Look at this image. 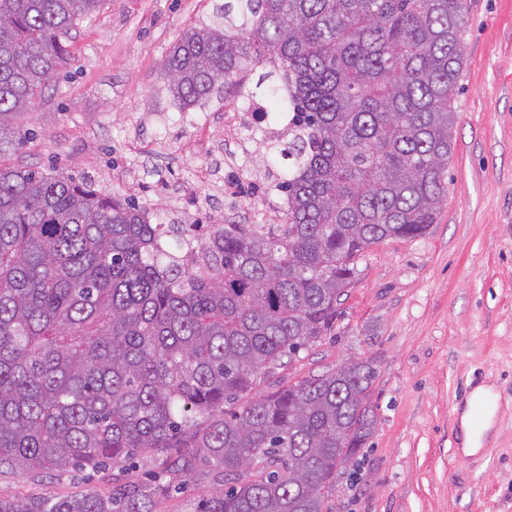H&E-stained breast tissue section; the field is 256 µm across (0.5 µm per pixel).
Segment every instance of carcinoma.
<instances>
[{"label":"carcinoma","mask_w":512,"mask_h":512,"mask_svg":"<svg viewBox=\"0 0 512 512\" xmlns=\"http://www.w3.org/2000/svg\"><path fill=\"white\" fill-rule=\"evenodd\" d=\"M106 0H0V155ZM464 0H225L164 61L188 110L268 59L288 113L279 224H152L69 175L0 166V473H118L107 494L0 499V512H156L206 463L197 512H325L366 447L362 359L273 394L278 362L336 327L356 261L435 223L454 149Z\"/></svg>","instance_id":"carcinoma-1"}]
</instances>
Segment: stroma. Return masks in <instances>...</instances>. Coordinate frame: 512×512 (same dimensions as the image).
Here are the masks:
<instances>
[{
    "mask_svg": "<svg viewBox=\"0 0 512 512\" xmlns=\"http://www.w3.org/2000/svg\"><path fill=\"white\" fill-rule=\"evenodd\" d=\"M224 0H110L66 42L68 64L36 99L33 132L8 166L53 168L138 202L155 224H277L284 196L249 178L266 144L242 131L236 88L190 110L163 63L182 33ZM447 197L430 231L365 249L333 335L261 383L274 392L358 358L376 370L378 421L329 491L330 512H512V0H466ZM492 388L494 428L462 451L460 414ZM112 487L111 474L28 480L0 474V499Z\"/></svg>",
    "mask_w": 512,
    "mask_h": 512,
    "instance_id": "stroma-1",
    "label": "stroma"
}]
</instances>
